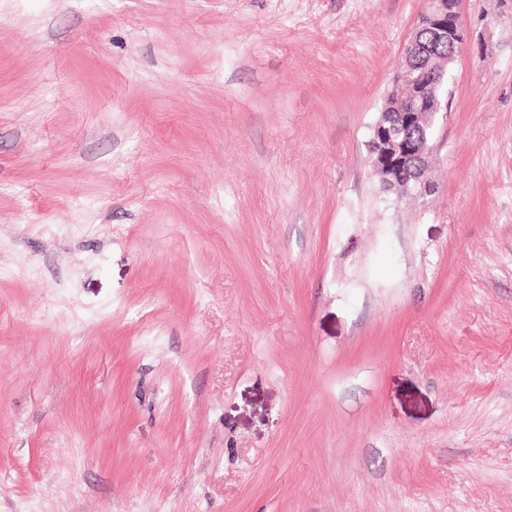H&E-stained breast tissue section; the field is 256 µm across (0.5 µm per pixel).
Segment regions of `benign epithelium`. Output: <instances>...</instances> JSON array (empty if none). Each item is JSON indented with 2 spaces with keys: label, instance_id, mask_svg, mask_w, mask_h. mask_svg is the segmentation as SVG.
I'll return each instance as SVG.
<instances>
[{
  "label": "benign epithelium",
  "instance_id": "7a95c632",
  "mask_svg": "<svg viewBox=\"0 0 512 512\" xmlns=\"http://www.w3.org/2000/svg\"><path fill=\"white\" fill-rule=\"evenodd\" d=\"M424 4V25L415 28L405 48L406 58L420 68L423 80L407 84L396 111L379 113L369 146L373 173L387 191L399 184L407 190H430L426 178L429 140L414 135V131L432 124L437 114L448 111V98L430 99V89L448 88L450 74L447 69L433 65L435 47L448 48V61L454 62L468 39L466 23L448 0H424ZM425 29L431 37L423 41L421 33Z\"/></svg>",
  "mask_w": 512,
  "mask_h": 512
}]
</instances>
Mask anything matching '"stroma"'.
I'll list each match as a JSON object with an SVG mask.
<instances>
[{
  "mask_svg": "<svg viewBox=\"0 0 512 512\" xmlns=\"http://www.w3.org/2000/svg\"><path fill=\"white\" fill-rule=\"evenodd\" d=\"M423 7L0 0V512H512V0L387 193Z\"/></svg>",
  "mask_w": 512,
  "mask_h": 512,
  "instance_id": "obj_1",
  "label": "stroma"
}]
</instances>
